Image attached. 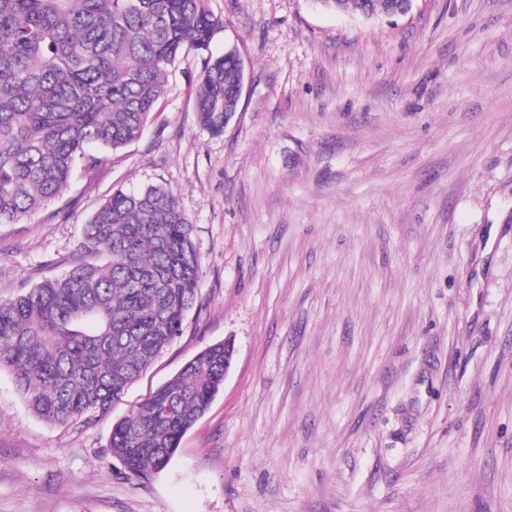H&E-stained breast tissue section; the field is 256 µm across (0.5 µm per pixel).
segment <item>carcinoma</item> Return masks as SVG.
Segmentation results:
<instances>
[{"label":"carcinoma","mask_w":512,"mask_h":512,"mask_svg":"<svg viewBox=\"0 0 512 512\" xmlns=\"http://www.w3.org/2000/svg\"><path fill=\"white\" fill-rule=\"evenodd\" d=\"M372 17L412 0H321ZM223 20L207 0H0V224L60 196L77 166L142 135L170 68L204 54L200 124L224 132L238 111L243 60L209 53ZM174 195L118 190L84 225L66 272L0 298V370L51 424L104 416L182 335L199 303L200 258ZM224 343L209 345L117 420L109 451L147 478L162 470L224 386Z\"/></svg>","instance_id":"1"}]
</instances>
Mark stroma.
<instances>
[{"mask_svg":"<svg viewBox=\"0 0 512 512\" xmlns=\"http://www.w3.org/2000/svg\"><path fill=\"white\" fill-rule=\"evenodd\" d=\"M208 7L244 61L224 132L182 54L141 139L0 224L8 297L62 275L115 190L164 187L202 303L108 415L47 423L0 371V512H512V0ZM227 338L208 411L129 476L113 423ZM322 6L328 10L348 11L372 17L386 12L411 9L412 0H321Z\"/></svg>","mask_w":512,"mask_h":512,"instance_id":"obj_1","label":"stroma"}]
</instances>
